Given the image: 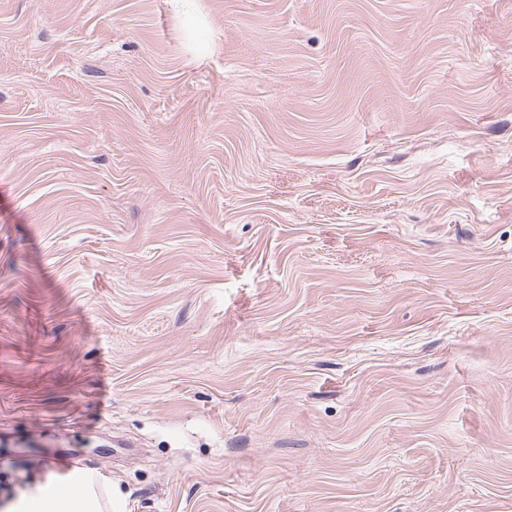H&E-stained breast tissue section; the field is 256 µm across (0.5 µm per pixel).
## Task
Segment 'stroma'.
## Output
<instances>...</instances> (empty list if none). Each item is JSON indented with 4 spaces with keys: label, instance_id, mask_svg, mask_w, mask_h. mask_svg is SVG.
I'll return each mask as SVG.
<instances>
[{
    "label": "stroma",
    "instance_id": "stroma-1",
    "mask_svg": "<svg viewBox=\"0 0 512 512\" xmlns=\"http://www.w3.org/2000/svg\"><path fill=\"white\" fill-rule=\"evenodd\" d=\"M512 512V0H0V510ZM107 479L92 469H75L58 482L21 495L4 512H102L97 486Z\"/></svg>",
    "mask_w": 512,
    "mask_h": 512
}]
</instances>
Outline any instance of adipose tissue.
<instances>
[{
    "label": "adipose tissue",
    "mask_w": 512,
    "mask_h": 512,
    "mask_svg": "<svg viewBox=\"0 0 512 512\" xmlns=\"http://www.w3.org/2000/svg\"><path fill=\"white\" fill-rule=\"evenodd\" d=\"M104 476L92 469H76L58 481L21 495L4 512H103L97 487Z\"/></svg>",
    "instance_id": "adipose-tissue-1"
}]
</instances>
